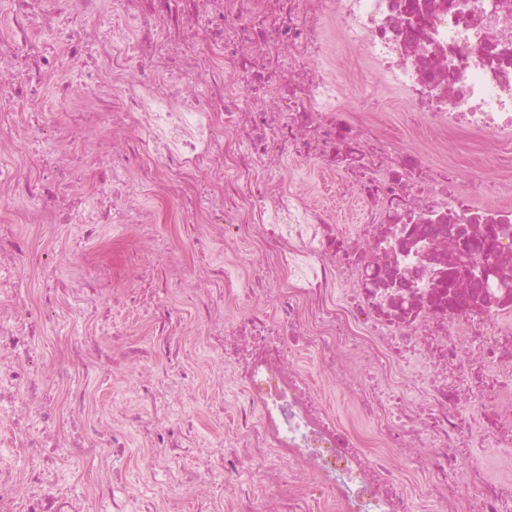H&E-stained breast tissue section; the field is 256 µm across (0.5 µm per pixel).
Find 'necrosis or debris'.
I'll list each match as a JSON object with an SVG mask.
<instances>
[{"label":"necrosis or debris","instance_id":"1","mask_svg":"<svg viewBox=\"0 0 512 512\" xmlns=\"http://www.w3.org/2000/svg\"><path fill=\"white\" fill-rule=\"evenodd\" d=\"M11 16L0 38V198L37 211L62 210L73 145L91 127H133L112 154L111 178L90 182L96 198L151 185L178 203L197 251L203 224L224 227L239 275L204 265L183 279L212 286L213 307L200 323L220 320L210 341L235 388L231 428L211 445L191 441L197 415L169 419L159 388L179 354V323L162 318L148 341L159 368L139 403L109 426L91 415V381L101 372L95 314L106 285L82 274L57 298L56 255L13 225H0V418L25 470L0 461V512H73L111 494L113 512H184L180 488L212 477L236 485L249 472L256 492L197 502L193 512H413L412 477L434 512H512V481L490 475L476 454L512 453V206L481 204L476 180L448 167L393 153L340 105L339 82L325 64L327 24L362 65L350 78L361 109L374 111L375 86L387 82L410 111L439 132L466 128L490 142L512 131V0H112L111 54L80 69L90 35L101 34L97 0H0ZM47 39L30 34L45 17ZM64 43L67 55L56 54ZM77 70L75 87L111 85V107L82 113L57 135L42 111L28 115L50 155L19 153L12 103L41 98L40 75ZM341 170L344 190L362 204V221L336 227L282 177L284 161ZM203 224H195V217ZM148 216L135 206L100 209L83 221L124 225L137 236ZM469 237L495 228L494 273L481 288L459 282L449 305L448 270L459 255L458 227ZM271 261L267 282L253 256ZM34 272V294L19 290ZM64 314L91 331L84 346L63 338L55 352L63 379L53 400L41 391L44 355L34 341L43 323ZM317 353V370L299 350ZM362 363L358 414L373 438L337 419L313 390L314 372L335 375L346 356ZM36 413L38 427L28 415ZM86 416L81 438L63 428ZM142 448L125 459L129 431ZM404 457L396 465L395 457ZM137 467L156 484L111 491L113 473ZM68 471L70 487L57 472Z\"/></svg>","mask_w":512,"mask_h":512}]
</instances>
